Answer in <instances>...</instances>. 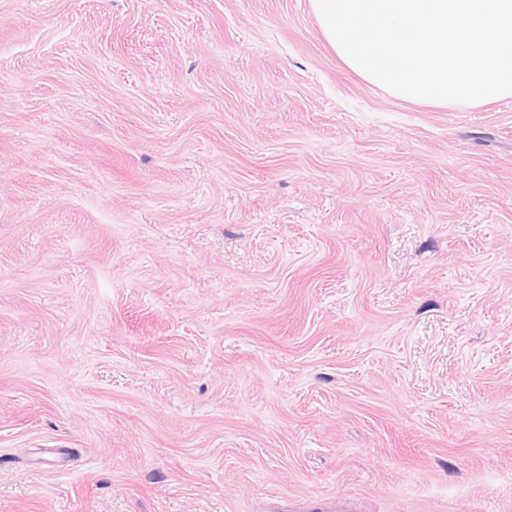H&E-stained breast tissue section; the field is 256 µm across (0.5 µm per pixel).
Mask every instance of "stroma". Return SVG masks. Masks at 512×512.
Here are the masks:
<instances>
[{
	"label": "stroma",
	"instance_id": "stroma-1",
	"mask_svg": "<svg viewBox=\"0 0 512 512\" xmlns=\"http://www.w3.org/2000/svg\"><path fill=\"white\" fill-rule=\"evenodd\" d=\"M336 499L512 512V98L309 0H0V512Z\"/></svg>",
	"mask_w": 512,
	"mask_h": 512
}]
</instances>
